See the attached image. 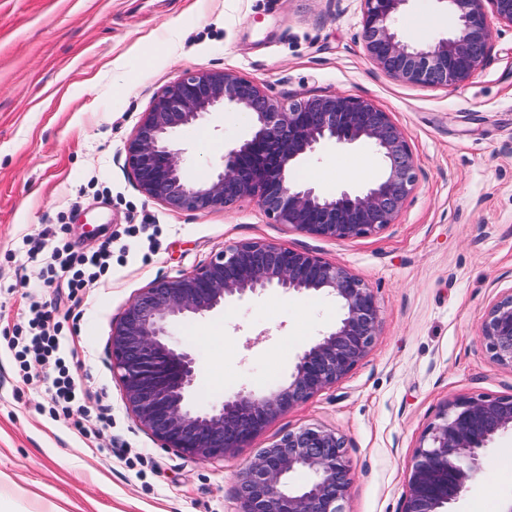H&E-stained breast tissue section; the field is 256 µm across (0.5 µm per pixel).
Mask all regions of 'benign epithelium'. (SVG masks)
Returning <instances> with one entry per match:
<instances>
[{"mask_svg":"<svg viewBox=\"0 0 512 512\" xmlns=\"http://www.w3.org/2000/svg\"><path fill=\"white\" fill-rule=\"evenodd\" d=\"M363 48L386 76L420 87H458L487 61L492 21L512 27V0H443L454 31L429 44L403 39L396 24L410 0H363ZM243 112L249 132L224 149L221 167L189 184L175 133L213 112ZM364 144L383 175L359 192L325 196L291 178L294 166L327 144ZM138 190L172 210L202 212L255 200L274 223L320 239L372 235L394 223L418 182L404 132L374 103L341 93L281 102L229 69L190 72L167 85L143 113L125 146ZM320 293L339 304L335 325L297 358L288 379L257 395L241 389L209 409L190 394L196 361L169 341V325L267 290ZM379 328L372 289L346 268L308 250L262 240L224 248L214 260L175 278L154 280L132 299L112 332V366L127 409L162 446L196 460L247 448L271 423L348 375ZM481 336L490 357L512 368V292L489 308ZM512 433V396H470L444 405L414 455L401 512H451L482 469L485 450ZM307 471L298 488L289 476ZM352 462L344 438L321 425L281 435L238 474L239 512H345Z\"/></svg>","mask_w":512,"mask_h":512,"instance_id":"7a95c632","label":"benign epithelium"}]
</instances>
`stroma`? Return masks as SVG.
I'll return each instance as SVG.
<instances>
[{"mask_svg": "<svg viewBox=\"0 0 512 512\" xmlns=\"http://www.w3.org/2000/svg\"><path fill=\"white\" fill-rule=\"evenodd\" d=\"M363 10V0H0V512H238L240 470L312 424L345 439V512H400L415 450L446 401L512 395V369L491 359L480 336L490 305L512 290V27L494 24L491 55L468 82L422 88L368 59ZM453 26L439 0H409L398 30L428 43ZM224 68L285 102L339 92L390 112L419 167L394 224L316 239L273 223L252 199L189 212L143 195L124 164L141 116L185 72ZM247 130L243 115L223 112L181 131L186 181L205 180ZM381 170L369 148L330 145L294 175L332 195L365 189ZM48 227L56 237L44 236ZM60 239L84 254L112 244L111 271L76 305L41 273ZM254 239L316 251L361 278L379 307L378 334L347 376L249 447L190 459L127 410L112 329L148 283ZM33 301L59 321L77 385L111 406V429L91 414L81 436L41 411L53 363L19 375L9 341ZM338 314L331 298L271 290L175 324L179 347L197 360L194 401L269 393ZM483 462L454 512L512 500V435L497 438Z\"/></svg>", "mask_w": 512, "mask_h": 512, "instance_id": "obj_1", "label": "stroma"}]
</instances>
